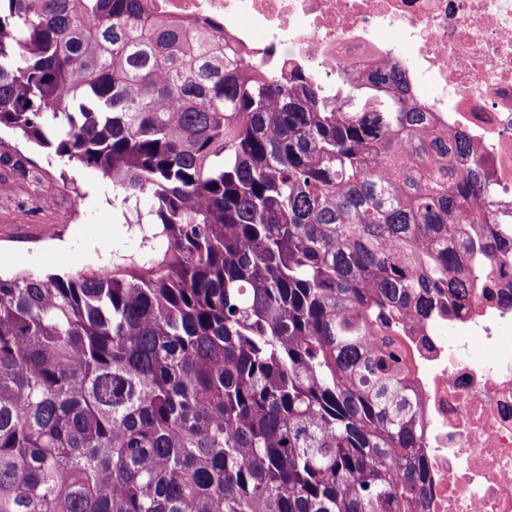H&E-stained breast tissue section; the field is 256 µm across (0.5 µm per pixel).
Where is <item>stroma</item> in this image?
<instances>
[{
	"mask_svg": "<svg viewBox=\"0 0 512 512\" xmlns=\"http://www.w3.org/2000/svg\"><path fill=\"white\" fill-rule=\"evenodd\" d=\"M0 144L8 153H22L27 170L0 194L1 274L97 271L139 252V234L116 219L110 180L92 169L63 166L51 150L18 147L5 129ZM43 182L56 184V191L43 193ZM73 182L79 193L71 192Z\"/></svg>",
	"mask_w": 512,
	"mask_h": 512,
	"instance_id": "1",
	"label": "stroma"
}]
</instances>
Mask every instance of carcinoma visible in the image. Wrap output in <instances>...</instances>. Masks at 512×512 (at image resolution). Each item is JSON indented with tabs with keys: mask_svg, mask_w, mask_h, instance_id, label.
Instances as JSON below:
<instances>
[{
	"mask_svg": "<svg viewBox=\"0 0 512 512\" xmlns=\"http://www.w3.org/2000/svg\"><path fill=\"white\" fill-rule=\"evenodd\" d=\"M144 2L0 0V129L111 180L142 240L0 276V512H421L406 353L374 337L512 266L448 247L512 224L492 175L402 72L332 96Z\"/></svg>",
	"mask_w": 512,
	"mask_h": 512,
	"instance_id": "1",
	"label": "carcinoma"
}]
</instances>
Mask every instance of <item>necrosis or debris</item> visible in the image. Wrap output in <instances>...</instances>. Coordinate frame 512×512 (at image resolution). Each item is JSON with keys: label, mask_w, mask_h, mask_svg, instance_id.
<instances>
[{"label": "necrosis or debris", "mask_w": 512, "mask_h": 512, "mask_svg": "<svg viewBox=\"0 0 512 512\" xmlns=\"http://www.w3.org/2000/svg\"><path fill=\"white\" fill-rule=\"evenodd\" d=\"M210 23L244 61L288 63L327 90L337 71L403 70L431 122L467 133L512 209V0H148ZM429 464L428 512H512V268L459 316L402 339Z\"/></svg>", "instance_id": "4bbe7bcc"}]
</instances>
